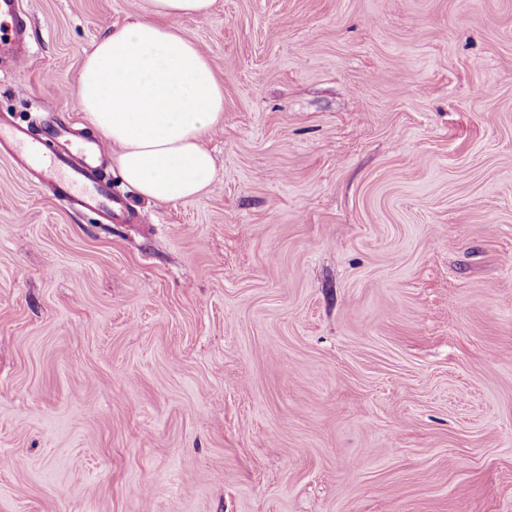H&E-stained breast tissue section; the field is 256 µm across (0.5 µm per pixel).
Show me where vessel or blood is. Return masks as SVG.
<instances>
[{"mask_svg": "<svg viewBox=\"0 0 512 512\" xmlns=\"http://www.w3.org/2000/svg\"><path fill=\"white\" fill-rule=\"evenodd\" d=\"M20 0H0V23L10 26L8 35L0 36V60L21 68L26 60L25 28L19 13ZM0 148L12 154L20 165L54 186L58 196L78 209H97L117 222L129 218L126 201L112 193L99 161L107 147L90 140L74 148L63 144L51 161H44L36 139L21 127L0 118Z\"/></svg>", "mask_w": 512, "mask_h": 512, "instance_id": "obj_1", "label": "vessel or blood"}]
</instances>
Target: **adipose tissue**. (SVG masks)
<instances>
[{
  "mask_svg": "<svg viewBox=\"0 0 512 512\" xmlns=\"http://www.w3.org/2000/svg\"><path fill=\"white\" fill-rule=\"evenodd\" d=\"M213 0H146L85 58L71 96L115 147L121 178L142 196L172 203L203 194L215 162L205 135L224 119V88L177 19L207 18Z\"/></svg>",
  "mask_w": 512,
  "mask_h": 512,
  "instance_id": "1",
  "label": "adipose tissue"
}]
</instances>
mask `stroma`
Here are the masks:
<instances>
[{
    "instance_id": "obj_1",
    "label": "stroma",
    "mask_w": 512,
    "mask_h": 512,
    "mask_svg": "<svg viewBox=\"0 0 512 512\" xmlns=\"http://www.w3.org/2000/svg\"><path fill=\"white\" fill-rule=\"evenodd\" d=\"M0 116L96 133L143 0H21ZM203 196L0 152V512H512V0H215ZM0 147L40 181L54 186L57 195L69 205L77 209H98L116 222L129 220L126 200L113 195L103 177L99 161L107 146L102 141L90 140L77 149L65 141L56 157L45 162L35 137L0 117Z\"/></svg>"
}]
</instances>
